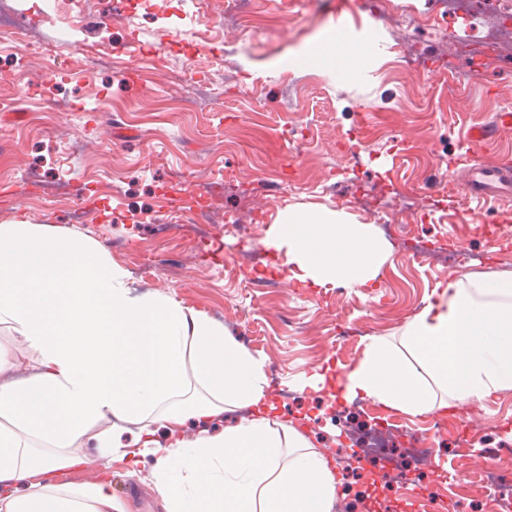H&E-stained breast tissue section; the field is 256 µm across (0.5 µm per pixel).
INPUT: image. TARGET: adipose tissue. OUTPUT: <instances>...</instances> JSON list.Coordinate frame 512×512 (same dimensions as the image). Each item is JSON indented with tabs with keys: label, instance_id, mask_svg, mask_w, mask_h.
Returning <instances> with one entry per match:
<instances>
[{
	"label": "adipose tissue",
	"instance_id": "ef3b65f1",
	"mask_svg": "<svg viewBox=\"0 0 512 512\" xmlns=\"http://www.w3.org/2000/svg\"><path fill=\"white\" fill-rule=\"evenodd\" d=\"M273 245L310 288L370 287L389 258L374 225L321 209L280 210ZM0 323L35 354L16 379V360L0 352V512H128L111 479L60 480L84 464L83 448L155 457L164 512H332L328 460L296 426L270 422L263 362L206 313L137 291L90 237L0 225ZM403 344L416 366L373 342L340 386L344 401L416 416L512 390V275L449 281ZM235 408L248 417L210 431ZM284 448L294 457L283 471Z\"/></svg>",
	"mask_w": 512,
	"mask_h": 512
}]
</instances>
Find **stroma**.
<instances>
[{
    "mask_svg": "<svg viewBox=\"0 0 512 512\" xmlns=\"http://www.w3.org/2000/svg\"><path fill=\"white\" fill-rule=\"evenodd\" d=\"M113 0H81L77 17L47 13L32 46L18 45L0 81V225L75 230L101 243L141 290L206 312L265 364L277 421L315 412L304 429L337 469L334 512H366L358 494L376 472L336 424L332 388L300 390L320 366L345 374L377 339L401 349L407 323L450 279L512 272V198L455 190L472 151L470 126L512 113V37L501 66L469 81L455 57L453 12L371 17L364 0H140L94 21ZM343 39L366 57L345 73L312 50ZM107 57L81 71L74 49ZM72 184L89 210L47 197ZM326 208L359 224H397L428 241L415 256L390 243L373 288H309L289 280L271 245L279 209ZM249 226L248 238L235 224ZM493 247L494 261L457 255ZM426 434L430 458L378 512H497L478 477L472 430L512 443V391L442 416L403 415ZM153 456L112 465V489L131 512H162Z\"/></svg>",
    "mask_w": 512,
    "mask_h": 512,
    "instance_id": "stroma-1",
    "label": "stroma"
}]
</instances>
